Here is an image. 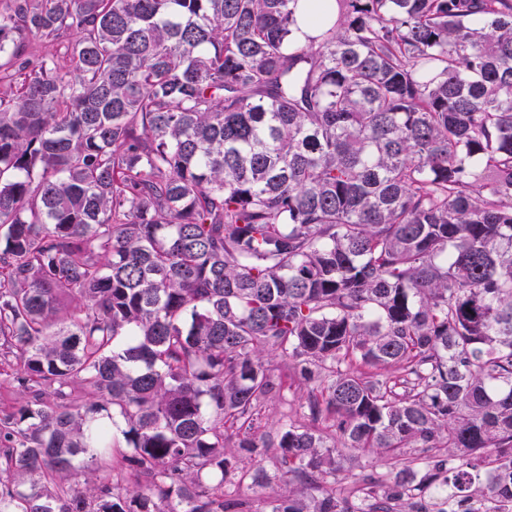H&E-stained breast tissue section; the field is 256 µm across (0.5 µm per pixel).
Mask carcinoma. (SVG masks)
Here are the masks:
<instances>
[{
	"mask_svg": "<svg viewBox=\"0 0 512 512\" xmlns=\"http://www.w3.org/2000/svg\"><path fill=\"white\" fill-rule=\"evenodd\" d=\"M1 349L0 512H512V0H9ZM272 374L281 377L285 387L261 403L258 425L267 438L276 440L278 432L292 422H304L309 387L295 377L294 362L279 351L268 356ZM307 422V421H306ZM2 365L0 375V417L8 412L13 411L18 407L25 398V395L16 387V384L12 380V376H7L6 373H12L13 359L11 356L4 358L1 355ZM232 436L225 441V453L227 456L233 455L237 459H242L240 469L231 471L224 479V493L238 498L245 503L244 512H263L266 508V499L271 493V487L277 489L282 483L279 481V472L276 464V448H269L267 455L259 462L249 459L241 448H237L238 437L235 429L229 430ZM256 465L265 469L271 478L269 488L254 485L249 476L242 477L245 471L252 470ZM241 468L243 471H241ZM394 460L390 456L376 453H360L354 463V468L350 472H346L347 479L340 476L336 483L337 492L341 495H348L354 487L353 482L356 478L365 475H381L387 473L393 466Z\"/></svg>",
	"mask_w": 512,
	"mask_h": 512,
	"instance_id": "1",
	"label": "carcinoma"
}]
</instances>
